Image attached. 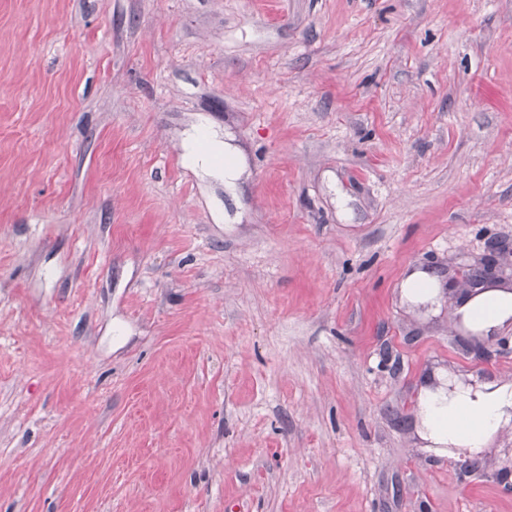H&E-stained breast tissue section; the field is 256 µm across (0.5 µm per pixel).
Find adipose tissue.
<instances>
[{
  "mask_svg": "<svg viewBox=\"0 0 512 512\" xmlns=\"http://www.w3.org/2000/svg\"><path fill=\"white\" fill-rule=\"evenodd\" d=\"M184 159L196 170L223 180L228 189H236L239 166L219 168L213 159L219 155H234L233 145L225 141L218 130H209L206 147H199L197 131L188 132L184 144ZM512 317V296L490 292L468 304L465 318L468 326L479 331L489 330ZM467 409L482 421L479 432L457 430L450 418L458 409ZM512 418V386L486 384L479 388L442 383L427 391L421 402L420 428L422 436L434 448L451 455H474L491 440L503 422Z\"/></svg>",
  "mask_w": 512,
  "mask_h": 512,
  "instance_id": "obj_1",
  "label": "adipose tissue"
}]
</instances>
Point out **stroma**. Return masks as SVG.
Returning <instances> with one entry per match:
<instances>
[{"instance_id":"35a3bbf8","label":"stroma","mask_w":512,"mask_h":512,"mask_svg":"<svg viewBox=\"0 0 512 512\" xmlns=\"http://www.w3.org/2000/svg\"><path fill=\"white\" fill-rule=\"evenodd\" d=\"M229 134L242 184L183 159ZM512 272V0H0V512H512V385L419 267ZM420 408L422 436L437 451L448 452L451 456L475 455L491 440L500 425L508 421L512 389L506 384H485L475 389L443 382L435 390L426 392ZM460 408H466L482 419L479 432L480 422L465 412L455 416L456 425L463 431L452 426L451 415Z\"/></svg>"}]
</instances>
